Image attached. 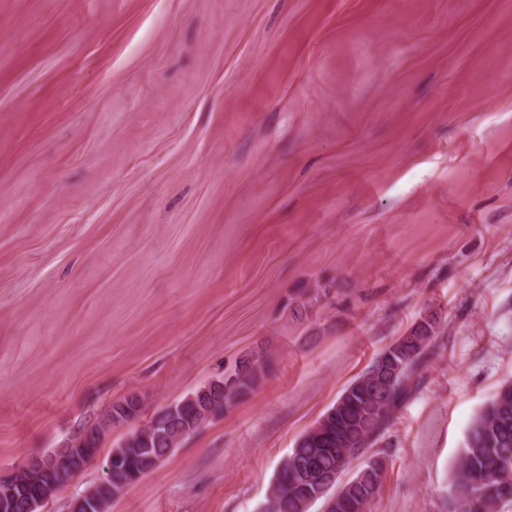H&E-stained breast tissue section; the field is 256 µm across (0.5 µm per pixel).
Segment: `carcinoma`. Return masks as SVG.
<instances>
[{
  "label": "carcinoma",
  "mask_w": 512,
  "mask_h": 512,
  "mask_svg": "<svg viewBox=\"0 0 512 512\" xmlns=\"http://www.w3.org/2000/svg\"><path fill=\"white\" fill-rule=\"evenodd\" d=\"M440 317L425 314L412 328L391 342L367 369L345 389L320 420L319 428L301 436L282 461L266 512H310L321 503L323 512H369L379 495L387 469L385 457L372 452L395 424L397 412L423 382V369L435 353ZM264 364L256 352L239 359L214 380L175 403L176 416L155 429L146 441L119 444L111 449L112 485L132 478L146 457L162 462L182 439L247 396L260 384ZM144 403L127 396L112 404L101 422L115 428L140 418ZM109 431L100 422L82 430L86 456H98ZM368 460L353 477L329 489L316 488L310 474L331 479L351 464L350 453ZM512 502V389L495 395L471 423L453 479V512H498Z\"/></svg>",
  "instance_id": "cac0c4a2"
}]
</instances>
